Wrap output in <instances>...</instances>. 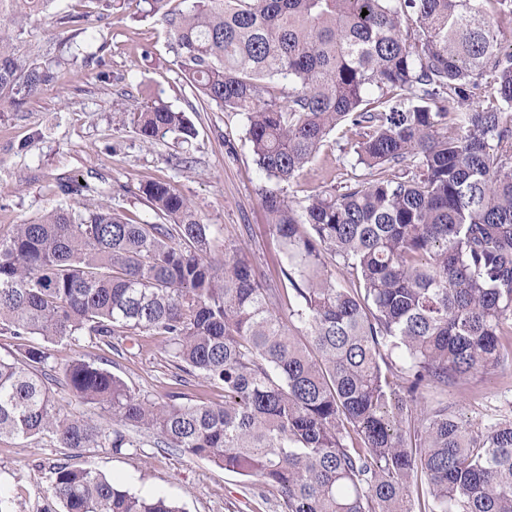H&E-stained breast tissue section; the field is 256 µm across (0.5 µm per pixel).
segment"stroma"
<instances>
[{"mask_svg": "<svg viewBox=\"0 0 512 512\" xmlns=\"http://www.w3.org/2000/svg\"><path fill=\"white\" fill-rule=\"evenodd\" d=\"M85 11L99 15L95 55L63 73L58 85L34 97L25 111L0 113V231L37 217L49 204L72 205L55 193L58 178L79 177L88 186L82 204H111L131 216L147 206L138 187L149 180L170 184L190 199L217 241L238 246L269 286L280 282L277 242L261 205L263 190L280 188L295 206L310 195L330 191L354 171L353 152L340 133L299 176L284 184L269 180L253 161L243 114L212 107L190 112L191 96L156 18L137 17L134 0L107 7L104 0H55L50 16L33 23L23 52L42 55L76 25L60 20ZM159 99L189 111L197 135L187 143L167 138L147 142L122 113ZM50 362L64 369L74 359L93 362L121 378L129 388L163 401L185 393L196 403L220 404L221 389L194 380L179 385L172 376L161 339L143 336L134 353L113 351L83 340L52 345ZM448 401L466 424H487L512 413V365L471 377L449 389ZM137 447L119 453L88 448L75 453L50 439H0V494L5 512H60L47 495L55 466L83 462L141 495L163 493L185 512H282L275 497H260L252 482L206 460L156 445L154 433L136 432Z\"/></svg>", "mask_w": 512, "mask_h": 512, "instance_id": "stroma-1", "label": "stroma"}]
</instances>
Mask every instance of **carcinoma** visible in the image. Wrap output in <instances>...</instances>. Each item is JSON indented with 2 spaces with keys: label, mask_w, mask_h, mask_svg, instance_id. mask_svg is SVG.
Instances as JSON below:
<instances>
[{
  "label": "carcinoma",
  "mask_w": 512,
  "mask_h": 512,
  "mask_svg": "<svg viewBox=\"0 0 512 512\" xmlns=\"http://www.w3.org/2000/svg\"><path fill=\"white\" fill-rule=\"evenodd\" d=\"M165 24L195 112H240L254 161L277 183L329 135L354 140L352 177L300 208L267 190L286 288H269L170 185L139 187L153 213L53 205L0 234V438L59 448L157 444L255 479L283 512H512V416L471 428L448 387L512 362V0H136ZM54 0H0V112H20L62 67L74 36L18 52ZM367 15H362V10ZM288 81L276 91L275 79ZM138 135L196 128L153 101ZM342 265L362 284L344 287ZM157 336L173 377L224 404L158 403L83 359L56 375L46 347ZM63 382L115 425L62 417ZM63 512H182L83 464L49 487Z\"/></svg>",
  "instance_id": "1"
}]
</instances>
